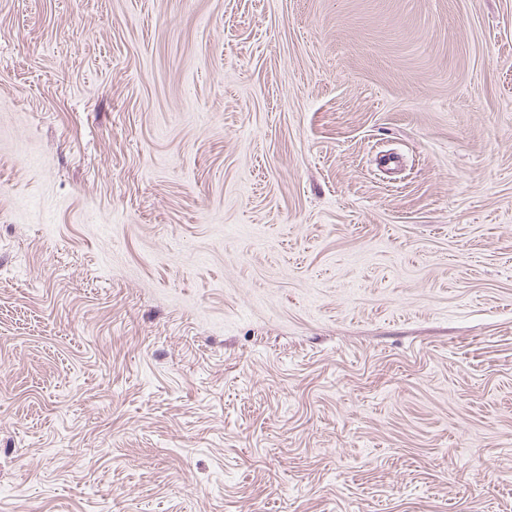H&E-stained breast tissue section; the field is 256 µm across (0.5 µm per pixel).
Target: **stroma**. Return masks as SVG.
<instances>
[{
  "instance_id": "obj_1",
  "label": "stroma",
  "mask_w": 512,
  "mask_h": 512,
  "mask_svg": "<svg viewBox=\"0 0 512 512\" xmlns=\"http://www.w3.org/2000/svg\"><path fill=\"white\" fill-rule=\"evenodd\" d=\"M0 512H512V0H0Z\"/></svg>"
}]
</instances>
